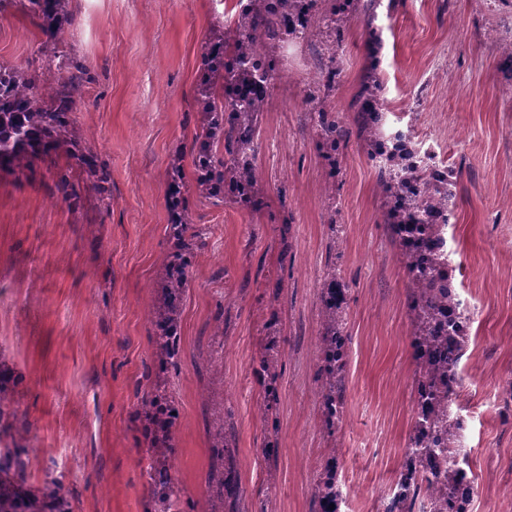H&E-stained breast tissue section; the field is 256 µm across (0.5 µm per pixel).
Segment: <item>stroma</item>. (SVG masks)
Returning <instances> with one entry per match:
<instances>
[{"instance_id":"1","label":"stroma","mask_w":512,"mask_h":512,"mask_svg":"<svg viewBox=\"0 0 512 512\" xmlns=\"http://www.w3.org/2000/svg\"><path fill=\"white\" fill-rule=\"evenodd\" d=\"M236 0H72L66 48L89 68L73 117L111 174V195L54 188L58 157L0 171V381L22 376L0 416V448L29 450L27 493L57 478L73 512H145L151 457L136 419L153 390L157 282L172 250L166 171L183 157L201 233L181 299L180 357L161 386L175 400L168 472L180 512H220L208 478L218 433L232 438L236 512H316L312 488L336 451L340 512H379L396 486L415 418L407 275L383 223L375 161L351 137L335 162L315 147L328 108L354 127L380 38L384 137H411L448 168L457 205L445 231L471 312L459 365L475 489L469 512H512V0H357L341 40L326 22L275 47L257 141L261 203L194 196L203 46ZM36 21L0 13V64L56 76ZM335 44V63L324 51ZM326 100L310 99L328 66ZM343 295L350 338L343 420L321 413L320 297ZM282 359L266 402L254 370ZM223 417H216V409Z\"/></svg>"}]
</instances>
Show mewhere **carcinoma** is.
Masks as SVG:
<instances>
[{
	"mask_svg": "<svg viewBox=\"0 0 512 512\" xmlns=\"http://www.w3.org/2000/svg\"><path fill=\"white\" fill-rule=\"evenodd\" d=\"M20 3L26 14L40 21L45 44L57 60L61 85L49 99L35 96L39 75L18 66L0 65V169L24 171L52 155L64 153L75 160L88 190L109 195V173L93 152L72 153L69 147L82 142L81 131L71 115L76 105L73 92L88 79V67L61 46V20L72 19L71 0H0V11ZM239 8L225 26L220 44L202 54L197 84L204 125L192 146L198 177L196 194L204 199L229 196L243 208L255 207L257 173L254 163L256 121L267 107V85L276 74L266 47L290 34L308 29L316 20V0H258ZM382 103L361 90L356 99L358 137L366 143L376 162L379 181L388 194L384 222L397 240L400 259L411 285V340L415 365L416 419L406 452L439 461L434 474L409 471L404 464L396 489L383 512H456L458 489L448 459L460 452L464 419L453 412L458 397V364L466 352L470 317L461 313L457 295L448 277V252L444 228L455 206L456 182L446 170L423 163L409 139H386L380 134ZM321 148L334 157L347 146L350 132L336 115H319ZM224 158L215 157L217 147ZM169 178V208L178 212L171 232L180 241L168 264L166 309L158 321L161 336L154 342L155 355L172 365L179 355L180 302L188 287V267L198 235L189 233L191 208L182 192V157L172 159ZM339 298L336 284L325 288L321 310L322 332L320 378L322 415L327 429L334 430L343 415V374L348 359L349 337L338 328ZM279 358L264 353L259 368L278 379ZM0 467L12 471L13 480L0 484V512H70L62 486L44 483L41 497L22 491L24 462L15 449L0 456ZM154 485V512H170L176 494L165 469L149 473ZM232 472L220 462L211 473V487L224 496ZM313 497L318 512H337L341 491L336 467L320 475Z\"/></svg>",
	"mask_w": 512,
	"mask_h": 512,
	"instance_id": "obj_1",
	"label": "carcinoma"
}]
</instances>
